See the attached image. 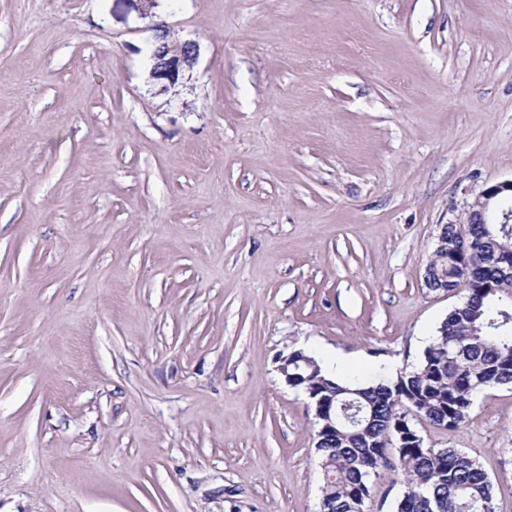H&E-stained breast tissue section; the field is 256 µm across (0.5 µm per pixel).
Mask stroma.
<instances>
[{
	"instance_id": "stroma-1",
	"label": "stroma",
	"mask_w": 512,
	"mask_h": 512,
	"mask_svg": "<svg viewBox=\"0 0 512 512\" xmlns=\"http://www.w3.org/2000/svg\"><path fill=\"white\" fill-rule=\"evenodd\" d=\"M0 0V512H319L295 350L416 364L512 179V0ZM512 512V385L456 431ZM142 19H148L152 32L149 58V79L159 93H177L197 63L199 49L194 40L174 38L170 25L155 12L159 0H131ZM308 356L309 355L305 354L303 351L297 350L280 359L281 364L279 365V371L284 376L287 383L294 385V382L300 377L299 375L313 365V362H311ZM289 360L293 363V369L295 371L293 375H288Z\"/></svg>"
}]
</instances>
